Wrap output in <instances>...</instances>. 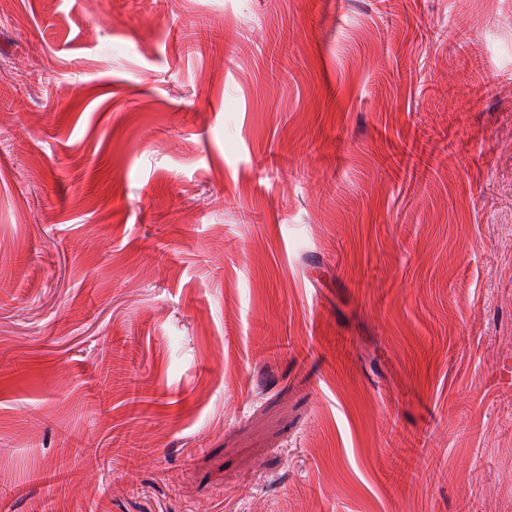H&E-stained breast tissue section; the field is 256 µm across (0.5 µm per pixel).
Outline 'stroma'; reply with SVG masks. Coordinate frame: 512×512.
<instances>
[{
	"instance_id": "1",
	"label": "stroma",
	"mask_w": 512,
	"mask_h": 512,
	"mask_svg": "<svg viewBox=\"0 0 512 512\" xmlns=\"http://www.w3.org/2000/svg\"><path fill=\"white\" fill-rule=\"evenodd\" d=\"M510 224L512 0H0V512H512Z\"/></svg>"
}]
</instances>
